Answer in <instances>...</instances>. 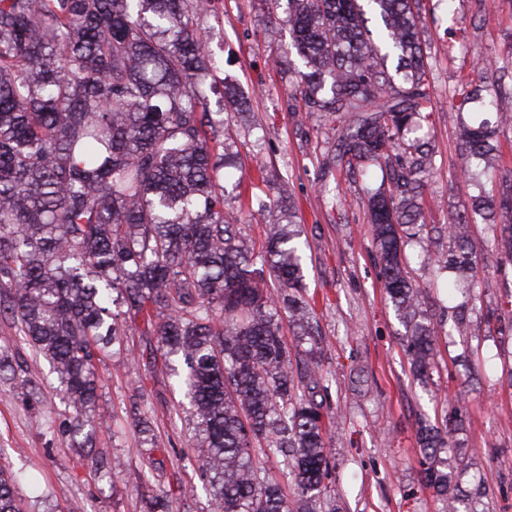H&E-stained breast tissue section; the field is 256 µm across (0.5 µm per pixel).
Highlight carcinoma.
I'll return each instance as SVG.
<instances>
[{
    "instance_id": "cac0c4a2",
    "label": "carcinoma",
    "mask_w": 512,
    "mask_h": 512,
    "mask_svg": "<svg viewBox=\"0 0 512 512\" xmlns=\"http://www.w3.org/2000/svg\"><path fill=\"white\" fill-rule=\"evenodd\" d=\"M211 0H0V290L19 338L47 359L92 446L96 366L125 352L120 315L147 323L156 351L182 364L198 471L216 512H321L331 483L335 415L315 359L294 204L257 196L264 242L242 233L252 211L225 212L235 153L224 109L242 102L214 78L198 20ZM423 0H286L290 51L301 61L289 108L343 124L325 161L367 183L375 261L405 329L415 376L429 377L437 327L420 306L405 247L426 230L423 187L435 155L422 135L428 91ZM472 65L448 102L460 173L478 194L448 209L449 246L432 262L466 278L487 223L500 266L512 262V180L497 183L496 130L512 124V73L484 85ZM276 287H268V282ZM310 348L288 346L281 313ZM462 422L421 426L423 483L446 497L438 464ZM282 453L294 498L258 455ZM0 512H20L0 468Z\"/></svg>"
}]
</instances>
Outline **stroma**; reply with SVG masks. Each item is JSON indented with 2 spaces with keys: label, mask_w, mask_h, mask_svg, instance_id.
Masks as SVG:
<instances>
[{
  "label": "stroma",
  "mask_w": 512,
  "mask_h": 512,
  "mask_svg": "<svg viewBox=\"0 0 512 512\" xmlns=\"http://www.w3.org/2000/svg\"><path fill=\"white\" fill-rule=\"evenodd\" d=\"M218 74L249 98L245 114L229 113L225 134L239 155L241 181L226 211L249 205L252 193L289 195L302 225L305 298L319 336L329 400L335 477L325 499L335 512H448L446 500L420 483L423 457L418 420L441 423L460 408L462 428L446 463L455 494L475 512H512V264L499 275L484 224L471 225L480 248L477 303L467 335L448 332L447 302L434 288L433 266L418 261L411 279L426 290L423 309L439 331L427 383L414 379L402 346L404 329L384 292L374 261L361 182L345 169H323L336 147L338 122L314 123L288 109L299 68L287 14L267 0H214L199 20ZM422 29L431 66L434 111L426 122L435 148V174L424 189L427 222L447 223L448 209L469 204L474 187L458 168L460 145L448 98L478 58L512 68V0H455L445 11L429 0ZM269 176L267 186L258 171ZM143 322L127 329L128 354L97 365L93 451L101 465L80 458L62 430L68 416L48 363L17 341L11 316H0V466L16 476L22 512H146L148 496L166 497L169 512H213L197 471L187 403L173 388L164 359L142 358ZM152 424L160 445L145 444L136 419ZM152 464L155 479L137 487L128 470Z\"/></svg>",
  "instance_id": "1"
}]
</instances>
